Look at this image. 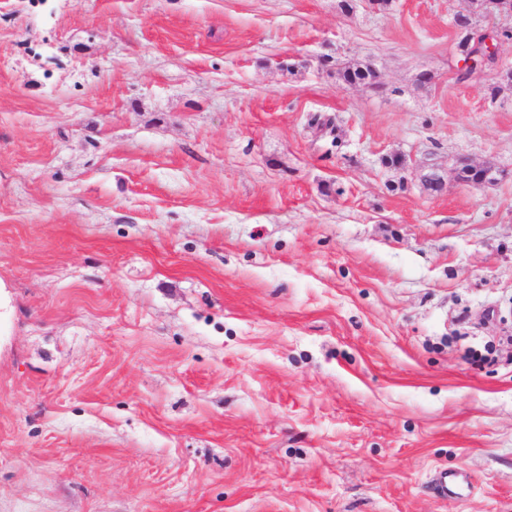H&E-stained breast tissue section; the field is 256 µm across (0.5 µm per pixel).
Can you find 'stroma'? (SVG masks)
Wrapping results in <instances>:
<instances>
[{
    "instance_id": "35a3bbf8",
    "label": "stroma",
    "mask_w": 512,
    "mask_h": 512,
    "mask_svg": "<svg viewBox=\"0 0 512 512\" xmlns=\"http://www.w3.org/2000/svg\"><path fill=\"white\" fill-rule=\"evenodd\" d=\"M349 3L0 0V512H512V84ZM338 76L339 81L341 80L344 84H351L356 82L363 84H374L378 77L375 70L370 66H348L338 71ZM464 166L467 167V171L462 181L472 187L481 188L496 181L494 170L491 167L466 162Z\"/></svg>"
}]
</instances>
